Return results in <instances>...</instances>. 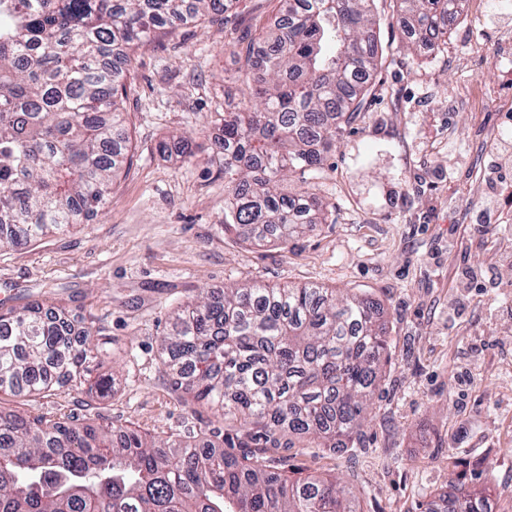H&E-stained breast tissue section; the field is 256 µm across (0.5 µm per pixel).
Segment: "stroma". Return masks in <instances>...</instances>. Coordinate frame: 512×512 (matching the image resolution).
I'll return each instance as SVG.
<instances>
[{"label":"stroma","instance_id":"35a3bbf8","mask_svg":"<svg viewBox=\"0 0 512 512\" xmlns=\"http://www.w3.org/2000/svg\"><path fill=\"white\" fill-rule=\"evenodd\" d=\"M399 0H375L381 64L356 121L323 168L281 185L308 186L327 221L285 243L224 228L217 106L247 94L234 76L276 0H234L204 24L158 30L135 49L123 101L132 164L98 216L68 232L0 251V311L46 299L75 333L102 347L82 376L0 407L54 421L108 419L171 441L236 438L235 422L177 389L160 339L173 311L206 290L245 283L316 285L366 296L383 311L389 360L353 445L291 436L251 445L291 479L340 483L357 512H439L450 483L483 489L512 512V208L483 224L472 189L512 143V13L476 16L458 0L445 39H412ZM190 136L195 156L163 153ZM467 384H460L461 373ZM111 376V392L95 388Z\"/></svg>","mask_w":512,"mask_h":512}]
</instances>
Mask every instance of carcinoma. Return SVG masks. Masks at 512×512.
Listing matches in <instances>:
<instances>
[{
  "mask_svg": "<svg viewBox=\"0 0 512 512\" xmlns=\"http://www.w3.org/2000/svg\"><path fill=\"white\" fill-rule=\"evenodd\" d=\"M232 0H0V249L101 212L131 163L122 102L131 54L166 24L222 15ZM281 23L246 48L250 97L215 112L224 229L286 244L326 220L307 189L277 186L322 168L356 120L378 67L372 0H278ZM409 28L439 37L456 0H401ZM367 297L317 286L208 291L177 308L161 339L179 388L232 415L254 440L310 435L341 448L362 434L389 345ZM98 345L59 308L0 311V395L54 390ZM444 512H488L451 485ZM0 512H356L334 481L291 482L207 439L0 411Z\"/></svg>",
  "mask_w": 512,
  "mask_h": 512,
  "instance_id": "cac0c4a2",
  "label": "carcinoma"
}]
</instances>
